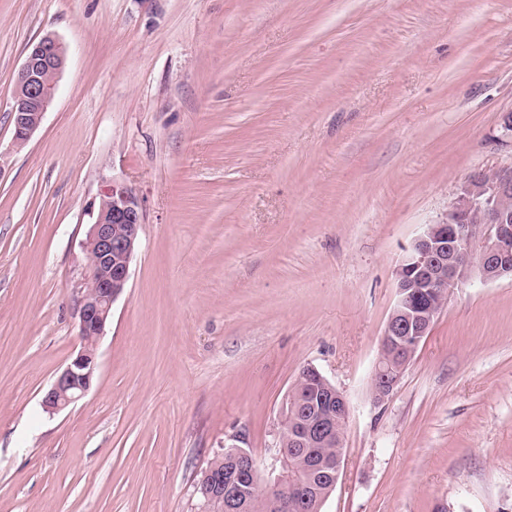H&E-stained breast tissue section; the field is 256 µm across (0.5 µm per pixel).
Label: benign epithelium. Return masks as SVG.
<instances>
[{
	"label": "benign epithelium",
	"instance_id": "1",
	"mask_svg": "<svg viewBox=\"0 0 512 512\" xmlns=\"http://www.w3.org/2000/svg\"><path fill=\"white\" fill-rule=\"evenodd\" d=\"M65 60V46L53 35L28 46L10 104L15 146L25 145L41 126L54 102ZM511 200V166L476 172L459 186L444 217L424 225L414 239L396 270L397 300L373 374L375 402L390 396L453 289L471 277L482 283L512 278ZM89 218L83 243L88 276L77 302L81 346L43 397L44 409L52 414L81 400L96 379L98 345L113 304L127 288L144 224L136 193L115 182L98 208L89 211ZM310 405L311 416L298 435L286 440L284 430H279L266 475L242 447L245 438L239 435L228 445L231 467L222 475L205 468L200 477L204 487H195V492L219 502L224 512L238 509L255 483L272 489L290 483L298 497L308 499L311 487L289 465V449L303 446L315 453L331 439H341L340 427L349 413L345 396L327 380Z\"/></svg>",
	"mask_w": 512,
	"mask_h": 512
}]
</instances>
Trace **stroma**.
I'll use <instances>...</instances> for the list:
<instances>
[{
	"mask_svg": "<svg viewBox=\"0 0 512 512\" xmlns=\"http://www.w3.org/2000/svg\"><path fill=\"white\" fill-rule=\"evenodd\" d=\"M47 34L66 66L14 149ZM508 112L512 0H0V512H200L233 436L266 467L306 367L350 406L322 512H512V280L455 289L372 395L396 269L512 164ZM114 181L140 246L95 384L51 414ZM65 60V46L53 35H45L28 46L10 104L15 146L25 145L41 126L54 102Z\"/></svg>",
	"mask_w": 512,
	"mask_h": 512,
	"instance_id": "1",
	"label": "stroma"
}]
</instances>
